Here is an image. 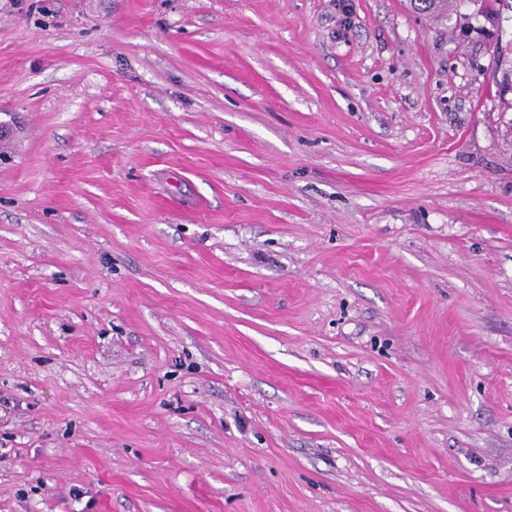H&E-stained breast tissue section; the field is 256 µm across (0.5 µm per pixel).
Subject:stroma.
<instances>
[{
    "label": "stroma",
    "mask_w": 512,
    "mask_h": 512,
    "mask_svg": "<svg viewBox=\"0 0 512 512\" xmlns=\"http://www.w3.org/2000/svg\"><path fill=\"white\" fill-rule=\"evenodd\" d=\"M512 7L0 0V512H512Z\"/></svg>",
    "instance_id": "stroma-1"
}]
</instances>
